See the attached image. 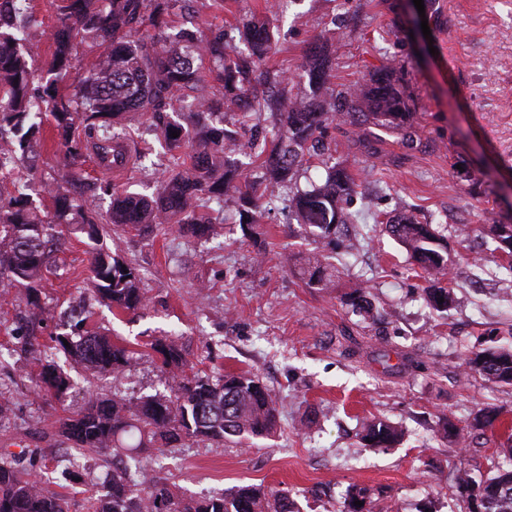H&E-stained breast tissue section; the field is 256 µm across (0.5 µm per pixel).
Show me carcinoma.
Wrapping results in <instances>:
<instances>
[{"label":"carcinoma","mask_w":512,"mask_h":512,"mask_svg":"<svg viewBox=\"0 0 512 512\" xmlns=\"http://www.w3.org/2000/svg\"><path fill=\"white\" fill-rule=\"evenodd\" d=\"M197 0H57L53 77L34 86L35 70L21 47L32 13L18 0H0V172L13 171L33 152V138L48 111L59 144L75 160L81 158L74 138L76 121L97 132L96 158L101 167L142 168L153 153L148 144L131 151L125 144V123L146 114L158 132L167 156V169L152 196L112 192V207L101 216L93 208L108 186L85 179L70 169L57 183L45 186L53 201L46 220L30 207L24 187L16 194H0V283L20 286L34 315L44 320L40 287L44 274L57 268L54 253L61 246V226L86 233L91 248V289L81 297L82 308L56 325L52 346L41 352L37 337L17 327L23 347L33 354L28 378L35 387L64 406L75 384L70 369H79L90 390L103 375L118 379L131 367L136 352L112 340L105 332L84 329L93 303H105L123 312L147 306L146 289L136 269L105 245L104 225L114 230L150 228L175 231L190 239L210 235L220 223L214 201L230 196L238 206L241 226L259 235L260 202L272 203L288 191L290 207L302 224L316 229L317 242L331 243L336 230L351 223L348 212L358 184L347 169L333 161L326 142L336 114L344 109L357 115L354 140L369 147L366 125L397 134L414 143L417 130L399 80L391 72H376L369 81L351 86L341 97L324 94L332 77V52L321 41L306 50L301 69L308 90L284 96L283 72L265 66L274 53V35L266 20L251 15L237 26L234 38L218 28L203 33L194 22L170 25ZM246 44L240 50L235 39ZM99 49L94 63L84 68L77 42ZM73 74L79 93H59L58 78ZM264 112L276 118L271 136L261 135L253 117ZM178 132V137L171 132ZM248 136V148L261 160L259 172L243 179L236 158L238 142ZM313 160L325 169L322 183L300 190L297 179ZM388 232L427 275L425 299L439 311L456 303L444 285L448 252L444 236L431 223L410 213L389 218ZM496 243H512V224H491ZM336 265L318 252L303 257L300 274L310 288H325ZM352 308L372 311L363 283L349 296ZM170 374L167 393L127 397L95 394L78 412L58 419V436L68 445L61 469L18 470L0 460V512H68L65 500L42 488L70 481L85 468L86 453L112 452L116 464L108 483L87 500L86 512H299L285 491L250 484L236 485L204 497L180 495L175 485L141 480L144 462L158 441L179 448L194 440L214 448L229 442L268 438L279 428V410L268 388L256 374L228 373L219 378L187 375L185 356L172 341L151 344ZM470 370L492 383L512 384V348L490 345L467 358ZM494 408L477 411L459 425L446 419L443 437L466 452L468 440L493 426ZM403 438L395 423L380 418L362 424L361 443L368 448H390ZM454 489L468 512H512V445L503 449L491 475L476 479L467 467L458 469ZM363 505H357V502ZM341 512H373L369 490L350 485Z\"/></svg>","instance_id":"cac0c4a2"}]
</instances>
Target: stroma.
Wrapping results in <instances>:
<instances>
[{"label": "stroma", "mask_w": 512, "mask_h": 512, "mask_svg": "<svg viewBox=\"0 0 512 512\" xmlns=\"http://www.w3.org/2000/svg\"><path fill=\"white\" fill-rule=\"evenodd\" d=\"M30 6L37 23L23 45L41 77L53 54L55 5ZM255 13L277 33L268 66L292 82H300L304 52L316 39L331 46L334 91L376 69H395L419 139L407 146L379 131L365 149L350 124L330 129L332 154L355 176L359 193L350 207L354 223L336 238L343 272L328 288L305 285L298 259L313 249L310 229L278 206L265 210L255 238L244 236L230 201L219 235L208 240L188 245L164 230L107 237L112 252L141 273L149 301L123 313L95 304L93 326L138 357L122 378L100 380L98 389L130 397L165 391L168 376L150 344L169 336L196 371L256 373L277 403L280 428L242 445L153 449L145 481L162 478L194 496L262 485L290 492L300 512H339L346 489L357 484L379 508L393 502L400 512H468L453 489L457 469L490 473L512 434V385L489 383L466 366L487 340L512 343V276L482 244L488 225L512 216V0H427V37L414 34L402 0H226L223 8L202 9L196 22L204 31L230 30ZM68 162L47 121L33 163L18 166L13 178L38 181ZM13 178L0 176V190L12 191ZM405 210L447 238V281L457 296L447 311L425 301V279L379 223ZM63 242L59 269L45 276L41 295L58 317L90 286L86 234L64 231ZM361 275L369 314L348 304ZM30 317L16 289H0V345L15 350L0 367V400L13 403L0 425V458L24 467L34 453L52 467L62 458L57 420L80 410L88 391L75 384L56 409L32 386V359L8 334ZM486 406L500 416L469 454L438 435L442 417L462 420ZM367 417L401 425L402 443L360 447L357 431ZM86 465L80 480L55 488L68 512H85L112 457L92 454Z\"/></svg>", "instance_id": "obj_1"}]
</instances>
